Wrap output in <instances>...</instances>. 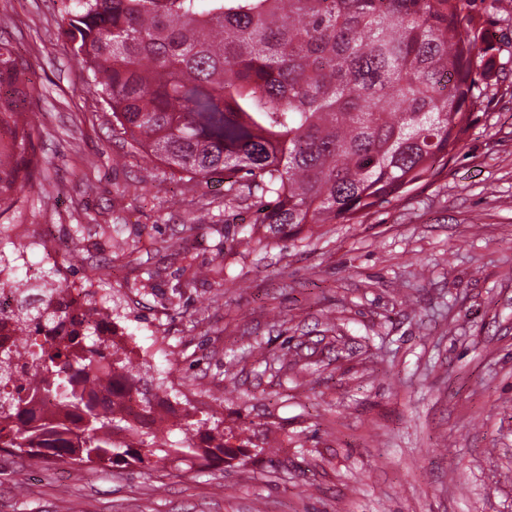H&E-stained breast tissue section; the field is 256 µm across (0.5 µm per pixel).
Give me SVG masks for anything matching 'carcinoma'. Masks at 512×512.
<instances>
[{"instance_id":"carcinoma-1","label":"carcinoma","mask_w":512,"mask_h":512,"mask_svg":"<svg viewBox=\"0 0 512 512\" xmlns=\"http://www.w3.org/2000/svg\"><path fill=\"white\" fill-rule=\"evenodd\" d=\"M61 34L112 110V136L173 170L208 180L234 174L224 204L248 203L255 223L224 237L221 261L192 278L224 284V260L262 251L307 224H357L408 186L435 177L489 96L500 51L470 0H61ZM26 63L0 42V215L18 202L40 159V127L26 115ZM38 285L0 268V290ZM72 329L62 333L63 320ZM18 336H46L33 389L57 396L67 420L51 428L54 455L80 463L222 460L224 443H178L147 418L104 404L133 392L148 413L163 383L109 350L98 330L51 304L22 302ZM0 448L32 449L48 428L4 381Z\"/></svg>"}]
</instances>
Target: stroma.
<instances>
[{"mask_svg": "<svg viewBox=\"0 0 512 512\" xmlns=\"http://www.w3.org/2000/svg\"><path fill=\"white\" fill-rule=\"evenodd\" d=\"M471 9L501 48L497 84L441 172L361 223L228 258L217 286L184 267L217 261L252 209L113 138L58 0H0L42 127L0 237L50 238L56 279L93 282L133 362L177 392L169 440L190 414L252 441L206 469L1 450L0 512H512V15ZM114 226L135 253L100 248Z\"/></svg>", "mask_w": 512, "mask_h": 512, "instance_id": "1", "label": "stroma"}]
</instances>
